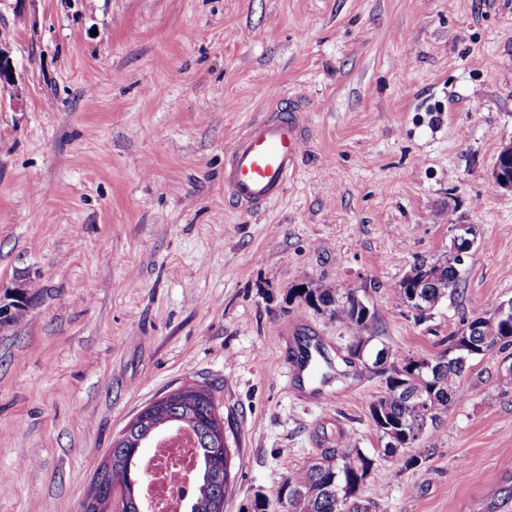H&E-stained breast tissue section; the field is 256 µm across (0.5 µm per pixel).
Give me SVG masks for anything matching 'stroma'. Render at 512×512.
<instances>
[{"instance_id":"obj_1","label":"stroma","mask_w":512,"mask_h":512,"mask_svg":"<svg viewBox=\"0 0 512 512\" xmlns=\"http://www.w3.org/2000/svg\"><path fill=\"white\" fill-rule=\"evenodd\" d=\"M0 288L31 279L0 327V512H80L135 415L184 385L211 391L231 481L252 512L350 435L387 459L372 363L305 400L297 342L340 359L343 325L295 298L351 289L381 340L440 354L461 319L512 299V191L489 184L512 142V0H0ZM303 108L280 200L224 189L234 140L276 96ZM476 243L458 295L423 320L394 303L416 260ZM512 356L472 358L417 466L368 478L386 512H475L512 476Z\"/></svg>"}]
</instances>
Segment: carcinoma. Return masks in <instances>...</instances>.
I'll list each match as a JSON object with an SVG mask.
<instances>
[{"label":"carcinoma","mask_w":512,"mask_h":512,"mask_svg":"<svg viewBox=\"0 0 512 512\" xmlns=\"http://www.w3.org/2000/svg\"><path fill=\"white\" fill-rule=\"evenodd\" d=\"M426 279L423 287L409 288L406 280L395 286L394 299L408 308L417 309L416 316L422 318L442 300L455 295L462 281L457 257L448 255L442 263L422 261L412 267ZM311 308L329 307L336 319L348 332V356L342 358L345 366L363 356H376L377 350L368 348L371 341L379 338L376 313L370 306L360 304L356 292L331 293L327 289L305 288L296 290ZM499 304L491 311L472 315L465 323L466 329L448 337V347L424 369L411 358L394 357L400 367L390 368L384 376V391L370 407H379L383 422H375L381 437L390 439L405 448L412 447L430 427L443 421L448 406L458 400L459 378L463 375L467 361L476 356L470 349L463 352L458 347L470 342L474 347L489 351L496 346L512 345V322L498 317ZM402 381L425 385L435 390L434 401L428 408H417L399 396L389 393L391 386ZM156 410L169 416L181 417L180 426L189 430L195 438L198 464L195 473L196 490L187 512H211L208 505L221 501L230 480L229 449L215 454L216 433L220 422L214 403L202 389L189 385L179 389L165 405H155ZM142 445L138 438L114 444L110 467H101L95 477L92 496L98 502L106 501L110 490L120 487L134 489L135 499L123 505L122 512H138L143 506V486L149 481L147 471L140 467ZM413 459L399 452L391 453V465L379 468L374 458L358 448L357 443L346 435H340V450L315 458L302 469L287 476L277 492L278 500L285 504L286 512H383L378 505L370 508L358 497L361 485L370 476L391 478L396 470L410 467Z\"/></svg>","instance_id":"carcinoma-1"}]
</instances>
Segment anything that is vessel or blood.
I'll list each match as a JSON object with an SVG mask.
<instances>
[{
    "label": "vessel or blood",
    "instance_id": "b4317fda",
    "mask_svg": "<svg viewBox=\"0 0 512 512\" xmlns=\"http://www.w3.org/2000/svg\"><path fill=\"white\" fill-rule=\"evenodd\" d=\"M302 125L294 108L276 103L234 141L224 165V186L240 208L260 210L282 196L302 149Z\"/></svg>",
    "mask_w": 512,
    "mask_h": 512
}]
</instances>
